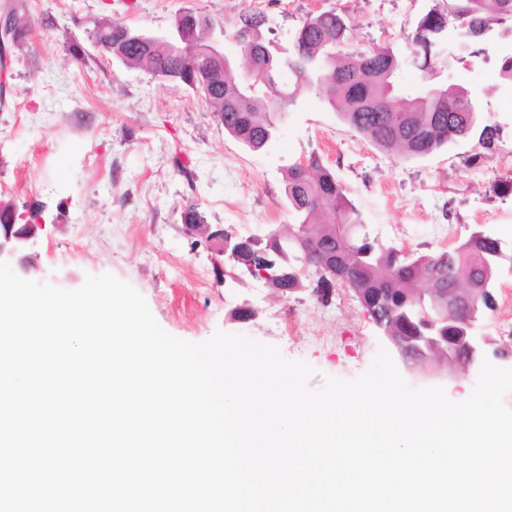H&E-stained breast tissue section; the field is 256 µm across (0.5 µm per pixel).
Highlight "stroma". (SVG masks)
<instances>
[{
	"label": "stroma",
	"mask_w": 512,
	"mask_h": 512,
	"mask_svg": "<svg viewBox=\"0 0 512 512\" xmlns=\"http://www.w3.org/2000/svg\"><path fill=\"white\" fill-rule=\"evenodd\" d=\"M434 0H0V15L25 14L24 34L0 54V206L18 223L44 224L12 262L20 277L64 289L110 273L133 286L158 324L202 343L216 332L277 346L290 360L353 379L390 342L348 288L320 303L311 288L281 295L230 264L211 232L250 235L290 224L283 168L317 156L380 242L404 253L454 247L482 228L512 243V84L500 62L512 50V19L495 25L485 51L449 39L437 78L478 95L500 141L448 143L422 158L386 151L303 90L277 115L260 151L225 133L205 98L125 65L98 47L93 25L167 30L187 10L215 26L263 15L262 33L288 50L301 22L335 12L348 26L344 51L374 46L406 55L405 37ZM196 205L202 226L188 231ZM479 335L512 346V274L495 290Z\"/></svg>",
	"instance_id": "obj_1"
}]
</instances>
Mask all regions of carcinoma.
<instances>
[{
  "mask_svg": "<svg viewBox=\"0 0 512 512\" xmlns=\"http://www.w3.org/2000/svg\"><path fill=\"white\" fill-rule=\"evenodd\" d=\"M475 20L482 42L504 16L512 18V0H439L406 36L408 61L424 74L439 64V45L456 29L460 15ZM262 16L240 17L243 28L262 54L243 55L224 76L195 47L179 57L158 54L148 66L131 56V66L185 87L212 86L214 110L224 109V131L252 151L264 149L276 131L275 115L295 101L296 90L280 81L283 73L321 95L357 132L377 146L409 158L428 156L448 143L477 139L485 149L497 140V127L482 124L476 99L462 87L439 86L435 95H409L395 85L402 58L386 47L357 54H340L347 26L334 13L306 18L295 32L292 49L281 54L265 39ZM284 194L294 222L257 243L240 244L235 266L252 273L263 269L281 293L299 288L296 277L304 257L301 238L313 237L335 253L336 279L361 289L357 297L372 320L383 326L412 354L429 339L428 351L448 352V337L470 335L459 300L441 298L439 289H457L477 314L495 301L500 268L512 263V253L497 240L476 235L448 250L407 255L372 236L359 210L336 176L316 157L295 162L284 173Z\"/></svg>",
  "mask_w": 512,
  "mask_h": 512,
  "instance_id": "carcinoma-1",
  "label": "carcinoma"
}]
</instances>
